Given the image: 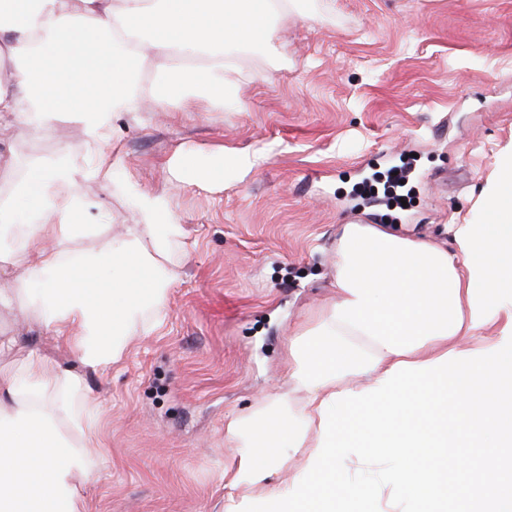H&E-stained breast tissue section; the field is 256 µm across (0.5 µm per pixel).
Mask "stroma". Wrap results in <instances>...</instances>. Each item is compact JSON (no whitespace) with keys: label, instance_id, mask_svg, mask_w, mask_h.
Wrapping results in <instances>:
<instances>
[{"label":"stroma","instance_id":"obj_1","mask_svg":"<svg viewBox=\"0 0 512 512\" xmlns=\"http://www.w3.org/2000/svg\"><path fill=\"white\" fill-rule=\"evenodd\" d=\"M273 25L278 55L238 52L230 104L122 119L124 168L108 186L79 181L80 223H130L139 189L183 224L163 324L87 373L36 313L0 311V370L39 351L84 372L101 406L86 512H228L224 424L291 389L288 338L336 298L340 226L362 217L449 250L451 225L487 218L482 189L512 145V0H294ZM63 145L79 168L97 158L65 123L16 129L0 153L21 163ZM233 149L265 160L224 185L171 165ZM400 167L410 178L393 200Z\"/></svg>","mask_w":512,"mask_h":512}]
</instances>
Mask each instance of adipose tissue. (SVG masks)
<instances>
[{
	"label": "adipose tissue",
	"instance_id": "obj_1",
	"mask_svg": "<svg viewBox=\"0 0 512 512\" xmlns=\"http://www.w3.org/2000/svg\"><path fill=\"white\" fill-rule=\"evenodd\" d=\"M288 0H0V135L76 126L98 151L87 174L111 183L124 159L111 150L123 116L201 97L226 101L239 72L236 45L276 37L272 20ZM166 74L145 92L144 59ZM262 161L241 151L211 161L180 153L175 166L201 183L236 179ZM67 149L29 160L12 187L20 208L0 203V310L24 296L39 329L65 340L86 370L120 360L131 336H148L166 316L177 280L167 261L186 249L167 203L139 192L138 224H78L87 206ZM488 218L453 227L457 257L380 224L343 225L336 252L337 299L288 345L290 377L301 400L265 395L228 421L234 448L228 487L248 497L284 494L278 472L300 476L291 452L309 459L321 433V402L376 382L397 362L427 364L443 354L489 349L481 328L512 318V147L501 151L483 190ZM39 216L20 223L21 214ZM23 267L22 279L6 277ZM96 403L85 379L43 354L0 371V512H85L77 484L98 438Z\"/></svg>",
	"mask_w": 512,
	"mask_h": 512
}]
</instances>
